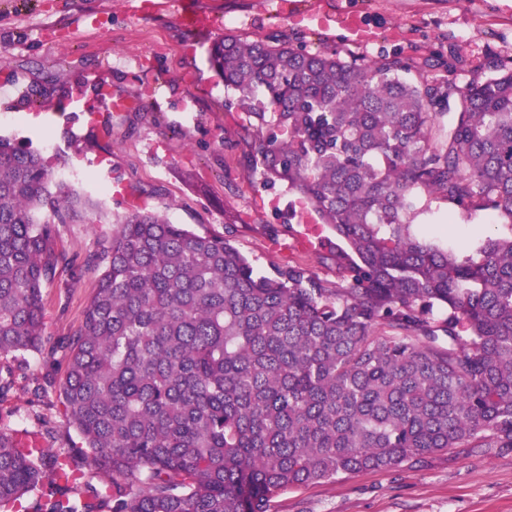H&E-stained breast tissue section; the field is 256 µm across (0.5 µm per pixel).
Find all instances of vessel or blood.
<instances>
[{
    "label": "vessel or blood",
    "mask_w": 512,
    "mask_h": 512,
    "mask_svg": "<svg viewBox=\"0 0 512 512\" xmlns=\"http://www.w3.org/2000/svg\"><path fill=\"white\" fill-rule=\"evenodd\" d=\"M280 10L292 24L307 29L337 30L346 42L352 44H368L377 39L376 29L356 10L330 11L324 8L322 0H280ZM100 104L114 109L120 107L121 102L105 90L91 97L80 90L62 102L59 109L63 112H92Z\"/></svg>",
    "instance_id": "obj_1"
}]
</instances>
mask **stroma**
<instances>
[{
    "label": "stroma",
    "mask_w": 512,
    "mask_h": 512,
    "mask_svg": "<svg viewBox=\"0 0 512 512\" xmlns=\"http://www.w3.org/2000/svg\"><path fill=\"white\" fill-rule=\"evenodd\" d=\"M336 9H360L380 30L378 40L345 43L339 31L308 30L276 13L274 0H160L149 16L139 0H0V135L41 150L52 179L86 201L82 219L57 227V274L43 290L44 332L53 358L32 355L15 371L0 413L12 427L48 428L54 449L78 448L67 429L58 387L65 380L60 341L80 326L98 273L86 261L112 238L116 218L131 205L167 214L199 234L233 233L257 272L301 264L332 281L336 270L320 258L328 226L290 220L296 196L277 187H251L247 143L253 120L224 105V85L208 53L232 34L249 41L279 40L363 59L398 53L420 64L418 80L461 88L496 66L512 63V0H330ZM212 17L205 29L180 21L185 6ZM262 13L260 25L250 16ZM107 84L113 97L132 100L123 110L95 116L51 113L75 89L93 94ZM442 245L467 241L474 227L500 233L489 214L449 219ZM54 385L34 391L44 378ZM270 512H512V450L474 448L441 452L413 467L361 471L293 487Z\"/></svg>",
    "instance_id": "obj_1"
}]
</instances>
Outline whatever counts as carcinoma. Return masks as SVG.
<instances>
[{"label": "carcinoma", "mask_w": 512, "mask_h": 512, "mask_svg": "<svg viewBox=\"0 0 512 512\" xmlns=\"http://www.w3.org/2000/svg\"><path fill=\"white\" fill-rule=\"evenodd\" d=\"M210 66L255 121L252 185L331 226V284L258 274L228 237L131 210L63 342L80 453L27 450L0 415V512H269L281 492L512 449V235L458 255L413 232L441 200L512 228V68L457 90L399 54L224 36ZM78 217L37 151L0 138V358L47 353L55 225Z\"/></svg>", "instance_id": "1"}]
</instances>
